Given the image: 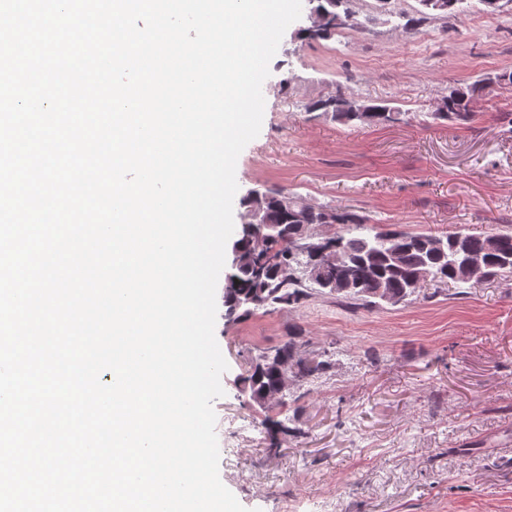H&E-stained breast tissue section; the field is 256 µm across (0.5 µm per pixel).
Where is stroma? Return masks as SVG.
<instances>
[{"label": "stroma", "mask_w": 512, "mask_h": 512, "mask_svg": "<svg viewBox=\"0 0 512 512\" xmlns=\"http://www.w3.org/2000/svg\"><path fill=\"white\" fill-rule=\"evenodd\" d=\"M354 0L364 26L306 40L291 24L270 62L262 128L236 164L239 195L288 188L320 206L417 232L512 231V84L468 121H434L449 89L512 72V9L406 27L416 0ZM342 94L404 120L352 128L308 111ZM296 337L334 350L285 404L253 405L248 357ZM215 338L228 363L213 403L222 483L250 512H512V281L432 286L366 309L333 296L257 310ZM289 428L271 447L265 419Z\"/></svg>", "instance_id": "35a3bbf8"}]
</instances>
